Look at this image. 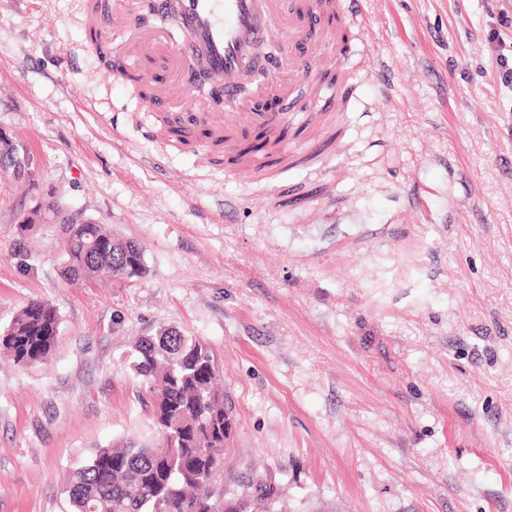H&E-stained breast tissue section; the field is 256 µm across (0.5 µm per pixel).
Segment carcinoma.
<instances>
[{"label": "carcinoma", "mask_w": 512, "mask_h": 512, "mask_svg": "<svg viewBox=\"0 0 512 512\" xmlns=\"http://www.w3.org/2000/svg\"><path fill=\"white\" fill-rule=\"evenodd\" d=\"M63 276L71 282L103 273L130 280L146 273L142 249L102 224H66ZM59 330L46 300L29 303L4 327L0 350L21 365L44 361ZM133 368L152 401V421L162 445L130 442L95 449L70 472L66 490L75 512H276L273 489L218 501L212 484L224 471L231 431L224 423V391L207 344L175 328L138 339Z\"/></svg>", "instance_id": "obj_1"}]
</instances>
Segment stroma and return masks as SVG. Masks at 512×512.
Masks as SVG:
<instances>
[{
	"mask_svg": "<svg viewBox=\"0 0 512 512\" xmlns=\"http://www.w3.org/2000/svg\"><path fill=\"white\" fill-rule=\"evenodd\" d=\"M346 43L296 52L353 87L296 156L232 170L203 127L160 135L86 0H0V325L49 301L45 363L0 357V512H73L99 446L156 441L132 368L174 327L211 348L232 433L216 497L279 512H512V0H339ZM110 59L104 69L102 59ZM63 201L144 248L147 273L72 284Z\"/></svg>",
	"mask_w": 512,
	"mask_h": 512,
	"instance_id": "stroma-1",
	"label": "stroma"
}]
</instances>
